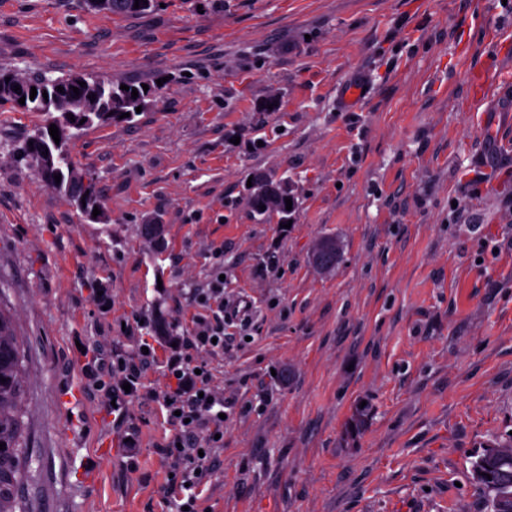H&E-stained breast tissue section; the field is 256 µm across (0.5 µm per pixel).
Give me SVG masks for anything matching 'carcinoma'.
Returning <instances> with one entry per match:
<instances>
[{
	"label": "carcinoma",
	"instance_id": "1",
	"mask_svg": "<svg viewBox=\"0 0 512 512\" xmlns=\"http://www.w3.org/2000/svg\"><path fill=\"white\" fill-rule=\"evenodd\" d=\"M130 0H111L107 12L112 15H146L151 13L155 5L134 10L129 7ZM9 78L0 88V111H18L15 105L17 92L14 86H20V91L28 93L36 88L37 95L27 100L25 111L41 112L47 116L46 124L37 134L30 137L19 148L22 160L44 184L63 193L73 202L87 200V206L99 204L98 193L90 181H85L73 167L68 150L69 141L65 140L55 146L48 140L47 132L53 124L68 122V114L76 107L84 109L83 116L87 120L77 124L80 130L94 124L130 121L137 116L136 108L147 106L158 86L150 85L143 89L142 85L127 83L128 89H120L121 83L101 80L86 74H71L66 78L50 79L41 74L17 70H0V78ZM85 82L74 93L70 86L74 80ZM61 86L64 92L56 93L53 88ZM137 89L138 97L131 98L132 89ZM95 99H90V96ZM128 117L121 118L122 114ZM54 150L57 165L50 170L43 165L42 150L44 147ZM61 175V181L55 182L54 176ZM24 355L22 338L19 336L15 322L10 313L0 305V512H15L20 507L19 490L24 480L23 460L26 453V435L23 421L22 401ZM495 484L499 488L512 490V459L503 460L494 473Z\"/></svg>",
	"mask_w": 512,
	"mask_h": 512
}]
</instances>
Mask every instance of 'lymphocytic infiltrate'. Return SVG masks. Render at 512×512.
Masks as SVG:
<instances>
[{"mask_svg": "<svg viewBox=\"0 0 512 512\" xmlns=\"http://www.w3.org/2000/svg\"><path fill=\"white\" fill-rule=\"evenodd\" d=\"M207 313L197 319L193 336L176 337L165 361L168 382L151 397L164 409L175 433L161 450L172 461L171 484L178 488L177 507L199 512L197 488L202 481L203 456L220 447L224 431V394L214 381L211 354L223 350V338L230 329L249 322L250 301H230L224 297V283L213 280L198 297ZM86 369L93 371L94 390L104 392L116 404L118 415H125L129 403L145 388V358L107 352L103 344H86L81 354Z\"/></svg>", "mask_w": 512, "mask_h": 512, "instance_id": "1", "label": "lymphocytic infiltrate"}]
</instances>
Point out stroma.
Listing matches in <instances>:
<instances>
[{
    "instance_id": "stroma-1",
    "label": "stroma",
    "mask_w": 512,
    "mask_h": 512,
    "mask_svg": "<svg viewBox=\"0 0 512 512\" xmlns=\"http://www.w3.org/2000/svg\"><path fill=\"white\" fill-rule=\"evenodd\" d=\"M162 2L0 0V68L164 82L70 141L102 223L15 160L44 115L0 112L25 512H174L172 427L142 397L115 424L77 345L134 354L159 319L192 335L217 248L225 298L254 310L211 357L226 418L202 512H484L472 462L512 433V0ZM257 175L292 181L290 227L252 212ZM152 218L162 242L140 233Z\"/></svg>"
}]
</instances>
